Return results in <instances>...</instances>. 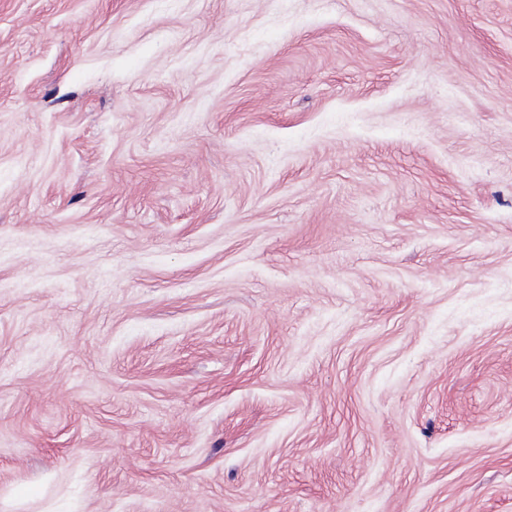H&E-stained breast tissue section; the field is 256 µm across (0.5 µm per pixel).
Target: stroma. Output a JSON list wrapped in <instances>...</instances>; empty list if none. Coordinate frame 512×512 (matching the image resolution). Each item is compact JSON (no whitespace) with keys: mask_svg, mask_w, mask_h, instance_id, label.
Masks as SVG:
<instances>
[{"mask_svg":"<svg viewBox=\"0 0 512 512\" xmlns=\"http://www.w3.org/2000/svg\"><path fill=\"white\" fill-rule=\"evenodd\" d=\"M0 512H512V0H0Z\"/></svg>","mask_w":512,"mask_h":512,"instance_id":"35a3bbf8","label":"stroma"}]
</instances>
